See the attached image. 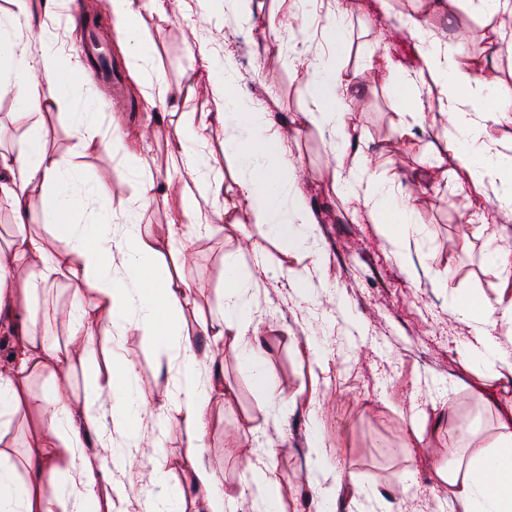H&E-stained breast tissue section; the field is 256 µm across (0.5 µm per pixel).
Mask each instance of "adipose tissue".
I'll use <instances>...</instances> for the list:
<instances>
[{
  "label": "adipose tissue",
  "instance_id": "adipose-tissue-1",
  "mask_svg": "<svg viewBox=\"0 0 512 512\" xmlns=\"http://www.w3.org/2000/svg\"><path fill=\"white\" fill-rule=\"evenodd\" d=\"M111 4L127 48L137 53L142 50L136 38L142 13L167 15V0H111ZM15 5V12L0 19V53L9 65L8 79L0 80V94L14 93L30 110L53 109L70 84L63 56L55 51H29L22 33L30 28L32 16L27 0H15ZM408 23L423 66L438 88L441 111L450 113L456 126L472 135L468 141L449 142L455 166L470 173L474 190L501 186L500 202L511 205L512 150L495 151L489 159L473 142L481 138L487 121L512 112V99L475 76V58L465 43L434 39L423 18L412 17ZM203 69L215 96L216 120L233 122L246 133L242 139H225L224 152L244 172L236 181L237 193L252 202V219L266 225L269 235L286 242L289 250L313 248L315 221L299 189L288 186L293 164L287 140L266 112L238 108L228 80L217 77L211 63H204ZM303 88L307 124L331 132L336 166L344 168V145L355 126L345 104L354 99L355 88L338 70L308 74ZM203 132V126L190 124L178 133L169 178L180 186V216L172 222L164 242L134 222L114 229L108 209L110 194L102 185L88 191L101 206L98 219L90 224L77 222L74 173L47 150L41 125L27 129L23 150L0 153V201L8 203L16 219L9 240L0 246V323L11 337L10 359L0 365V428L25 414L36 417L27 440L25 480L16 479L14 468L0 466V512H56V502L46 488L59 477L66 480L62 492L71 504L70 512H105L123 497L124 487L114 469L133 466L139 448L134 426L148 408L132 386L135 363L121 360L104 380L97 365L89 364L86 394L80 402L72 399L59 378L70 372L75 359L98 351L111 353L113 329L122 327L132 313L138 314L137 327L148 342L174 349L179 359L177 387L167 404L181 417L192 483L204 493L208 512H231L241 498L251 501L254 512H271L274 485L270 478L258 473L231 491L202 459L209 403L212 397L228 394L223 366L217 359L225 339L241 345L243 363L267 397L280 396L253 345L257 330L246 298L249 287L239 278L244 253L239 250L224 257L222 314L199 328L198 333L208 341L203 354L185 319L186 311L198 304L197 291L166 261L170 255H185L188 236L201 238L208 233L210 226L201 205L221 193L223 174L193 149ZM357 177L362 190L349 195L350 206L364 211L393 254L405 257L414 231L411 212L393 189L380 187L367 170H359ZM37 189L45 198V220L40 224L31 219L29 207L30 195ZM286 190L291 193L287 211L280 206ZM61 278L76 283V302L68 316L69 335L64 344L49 338L45 323L33 312L39 294ZM448 309L470 321L478 336L477 344L465 348L464 358L487 367L497 379L511 380L512 348L504 347L498 335L503 330L512 335V308L500 309L485 297L452 294ZM206 365L211 377L204 384L200 374ZM39 377L44 383L41 389H33L32 382ZM104 398L110 403L106 416L100 413ZM448 421L461 444L448 451L456 461L455 470L441 468L437 474L448 485L453 512H512V418L498 421L497 434L489 444L479 440L475 422L459 419L453 411ZM116 431L128 438L117 455L108 451Z\"/></svg>",
  "mask_w": 512,
  "mask_h": 512
}]
</instances>
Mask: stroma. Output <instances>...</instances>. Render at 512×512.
Instances as JSON below:
<instances>
[{"label":"stroma","instance_id":"1","mask_svg":"<svg viewBox=\"0 0 512 512\" xmlns=\"http://www.w3.org/2000/svg\"><path fill=\"white\" fill-rule=\"evenodd\" d=\"M169 3L168 19L142 14L138 35L145 52L138 56L114 38L110 0H32L33 22L43 32L34 52L72 57L84 36L73 10L82 8L111 34L122 82L114 90L82 70L59 105L42 113L0 96L5 131L0 151L24 148L28 127L41 125L49 151L65 166L79 169L76 193L89 183L105 185L115 221L134 211L136 222L162 240L180 206L167 179L176 129L187 121L207 124V139L199 148L223 172L221 196L240 224L231 226L221 209L205 205L211 231L193 239L192 259L183 268L186 281L199 289L204 311H215L224 255L243 242L259 246L267 262L286 273L248 293L263 336L261 355L282 398L269 401L241 365L239 346L225 341L224 381L235 400L229 406L209 405L205 463L221 473L228 489L239 487L253 467L268 466L277 512H317L318 499L303 479L313 468L308 436L315 430L328 451V465L344 473L336 512H396L406 494L440 512L448 488L437 469L447 465V448L458 442L451 432L432 431L443 395L454 399L458 416L478 421L485 440L495 433L497 407L512 404V382L493 379L461 358L475 331L450 314L448 295L475 291L491 300H512V282L488 263L485 250L491 239L512 244V224L463 221L472 204L498 209L499 191L490 187L475 193L457 176L448 143L459 131L449 114L439 111L436 89L415 61V41L400 17L424 15L434 38L442 41L469 33L479 77L504 95H512V60L504 61L500 50H485V30L476 15L460 7L455 18H448L432 0H395L388 16L364 2L356 14L340 16L336 0L313 8L288 0H250L242 11L234 0ZM335 21L348 35L340 56L327 47V31ZM394 52L412 58L400 77L369 69V61ZM202 53L231 58L232 93L240 102L291 124L294 165L302 175L298 188L316 222L321 258L288 251L267 235L265 225L252 222L249 202L237 194L236 163L224 154V139L235 129L213 120L210 86L194 68ZM137 68L165 77V102L149 103L148 87L131 77ZM318 68L341 70L366 105L355 115L347 156L367 166L381 184L395 187L411 210L416 232L405 262L389 253L365 214L353 211L335 191L331 138L303 121L301 78ZM400 80L414 87L419 108L405 129L398 116L404 100L395 88ZM116 93L125 103L126 129L150 128L146 143L156 188L152 205L144 210L133 207L139 186L122 152L81 150L72 126V113L90 112L101 138L112 139L110 100ZM295 274L322 279L323 285L301 295L291 284ZM309 336L324 349L321 362L299 349ZM115 356L136 363L134 385L150 407L165 402L178 377L172 352L154 348L131 322L118 338ZM137 436L143 447L136 466L120 475L127 493L115 501L113 512H149L162 487L142 481L141 475L153 472L157 463H164L170 484L185 481L186 449L176 411H168L161 426L154 415L144 414Z\"/></svg>","mask_w":512,"mask_h":512}]
</instances>
